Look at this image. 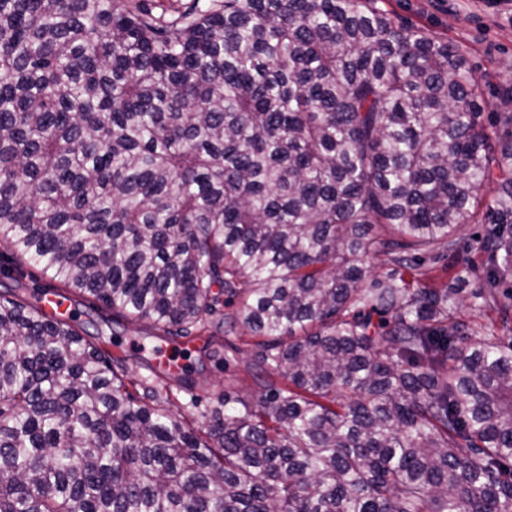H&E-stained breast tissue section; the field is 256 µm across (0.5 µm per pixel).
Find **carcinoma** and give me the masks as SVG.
Here are the masks:
<instances>
[{
  "label": "carcinoma",
  "instance_id": "obj_1",
  "mask_svg": "<svg viewBox=\"0 0 512 512\" xmlns=\"http://www.w3.org/2000/svg\"><path fill=\"white\" fill-rule=\"evenodd\" d=\"M483 111L363 0H0L3 274L212 358L240 326L265 389L193 423L188 366L132 390L79 313L1 295L0 512H512V336L403 278L467 224L512 277V115Z\"/></svg>",
  "mask_w": 512,
  "mask_h": 512
}]
</instances>
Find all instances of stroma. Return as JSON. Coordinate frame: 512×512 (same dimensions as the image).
I'll list each match as a JSON object with an SVG mask.
<instances>
[{
  "label": "stroma",
  "mask_w": 512,
  "mask_h": 512,
  "mask_svg": "<svg viewBox=\"0 0 512 512\" xmlns=\"http://www.w3.org/2000/svg\"><path fill=\"white\" fill-rule=\"evenodd\" d=\"M373 4L396 21L457 47L482 85L484 124L500 122L506 116L502 90L512 84V20L506 16L507 5H496L495 0H373ZM486 230V225L470 224L458 233L456 263L451 271L442 272L432 264L423 269L425 283L458 291V314L476 328L499 319L501 308L497 302L476 308L469 297L483 282L485 255L478 240ZM234 342L235 350H223L220 359L207 362V383L196 394L203 401H212L227 388L257 396L259 387L249 369L253 339L240 330Z\"/></svg>",
  "instance_id": "1"
}]
</instances>
